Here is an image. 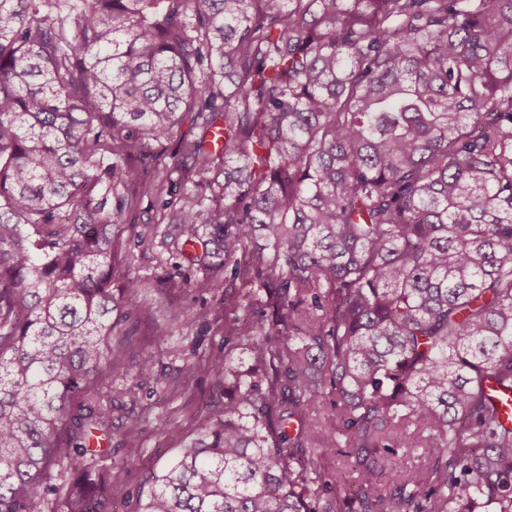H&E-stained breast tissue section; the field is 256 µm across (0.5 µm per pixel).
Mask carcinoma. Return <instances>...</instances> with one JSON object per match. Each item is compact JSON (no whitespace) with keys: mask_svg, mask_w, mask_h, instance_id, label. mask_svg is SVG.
<instances>
[{"mask_svg":"<svg viewBox=\"0 0 512 512\" xmlns=\"http://www.w3.org/2000/svg\"><path fill=\"white\" fill-rule=\"evenodd\" d=\"M143 197L255 365L138 512H512V0H0V512L110 435Z\"/></svg>","mask_w":512,"mask_h":512,"instance_id":"cac0c4a2","label":"carcinoma"}]
</instances>
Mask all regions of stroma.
Masks as SVG:
<instances>
[{
  "label": "stroma",
  "mask_w": 512,
  "mask_h": 512,
  "mask_svg": "<svg viewBox=\"0 0 512 512\" xmlns=\"http://www.w3.org/2000/svg\"><path fill=\"white\" fill-rule=\"evenodd\" d=\"M135 212L137 223L124 233L131 249L129 275L112 279L122 313L113 336L129 338L127 355L145 349L153 361L146 371L134 369L112 381V431L93 459L99 472L120 477L109 512H136L149 478L170 465L210 418L223 414L224 380L206 369L207 360L223 358L240 372L254 366L244 341L224 333L223 281L205 282L201 270L183 264L172 239L175 227L158 223L153 200H139ZM131 277L141 283L133 293L127 288ZM200 309L209 310L207 320L196 319ZM157 325L168 336L153 335ZM189 363L198 367L190 378L184 374ZM133 422L140 434L132 445L123 433Z\"/></svg>",
  "instance_id": "stroma-1"
}]
</instances>
